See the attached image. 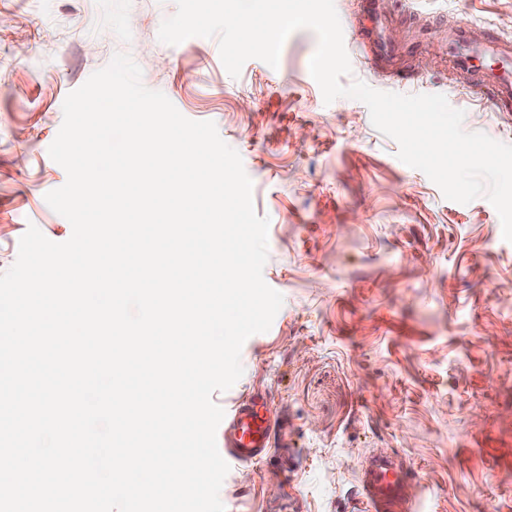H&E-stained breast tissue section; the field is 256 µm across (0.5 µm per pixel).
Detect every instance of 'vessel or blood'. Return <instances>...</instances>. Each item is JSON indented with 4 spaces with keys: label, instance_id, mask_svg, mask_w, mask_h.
<instances>
[{
    "label": "vessel or blood",
    "instance_id": "b4317fda",
    "mask_svg": "<svg viewBox=\"0 0 512 512\" xmlns=\"http://www.w3.org/2000/svg\"><path fill=\"white\" fill-rule=\"evenodd\" d=\"M382 26V20H375L369 34L372 60L391 67L399 50L381 39ZM448 46L458 51L457 65L469 73L474 87L486 91L499 111L512 112V42L489 38L474 42L469 25L459 24L449 29ZM476 57L491 59L489 71H474L471 61ZM272 431L269 408L263 397L254 395L235 403L224 415L225 460L252 463L262 459L269 450ZM360 483L372 512H395L400 506L406 512H417L415 499L406 494L403 468L394 458L369 456L362 467Z\"/></svg>",
    "mask_w": 512,
    "mask_h": 512
}]
</instances>
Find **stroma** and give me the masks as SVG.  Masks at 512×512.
<instances>
[{"label": "stroma", "instance_id": "35a3bbf8", "mask_svg": "<svg viewBox=\"0 0 512 512\" xmlns=\"http://www.w3.org/2000/svg\"><path fill=\"white\" fill-rule=\"evenodd\" d=\"M352 72L384 92L440 93L463 128L512 144V112L466 92L435 16L512 40V0H389L385 35L414 43L400 81L374 68L362 0H334ZM175 0H0V273L36 225L67 241L45 201L67 180L48 153L63 102L115 54L194 121L214 122L268 217L265 282L283 297L267 332L244 343L242 377L215 403L266 393L275 415L263 460L231 465L225 512H370L359 472L384 452L409 469L424 512H512V242L483 197L444 198L361 101L325 103L301 29L279 64L231 77L217 39L161 43Z\"/></svg>", "mask_w": 512, "mask_h": 512}]
</instances>
